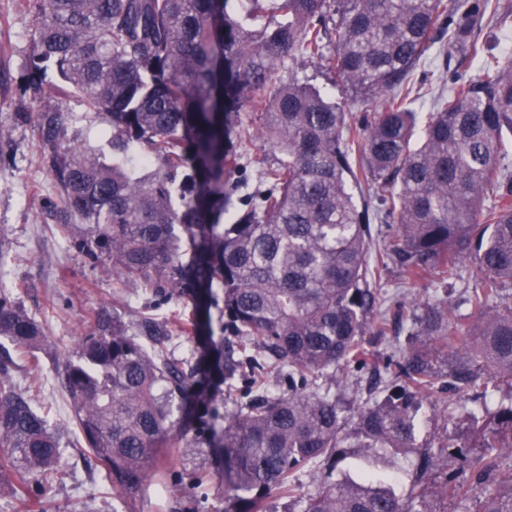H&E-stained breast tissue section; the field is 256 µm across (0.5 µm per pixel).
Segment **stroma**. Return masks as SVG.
Instances as JSON below:
<instances>
[{"label":"stroma","instance_id":"35a3bbf8","mask_svg":"<svg viewBox=\"0 0 512 512\" xmlns=\"http://www.w3.org/2000/svg\"><path fill=\"white\" fill-rule=\"evenodd\" d=\"M33 14L19 0H0V250L8 252L7 265L0 267V290L45 328L46 352L39 382H31L25 359L16 358L11 375L16 388L51 409V424L62 446L64 478L49 487L31 484L32 498L41 500L46 512H234L233 499L224 490V465L215 449L180 441L160 461L166 476L150 483L142 494L125 499L112 495V486L95 463L83 456L81 440L73 427V411L62 388V373L80 336L91 328L92 318L105 312L118 316L128 333H137L143 318L173 320L184 307L183 300L161 298L138 285L116 284L101 265L93 263L73 244L53 230L57 224L75 223L67 212L61 189L51 167L50 152L38 136L41 112L60 116L58 149L95 145L102 130L109 128L107 114L88 109L79 96L45 84L41 95L27 87L33 54ZM473 277L458 281L452 293L438 290L436 283L414 285L398 268H390L379 286L385 313L386 300L402 296L442 300L455 306L464 289L475 287ZM211 341L182 334L172 337L169 354L176 359L205 363L210 343L224 346L225 357L236 356L239 340L224 330L218 309L210 311ZM390 372L373 377L355 368L340 366L332 392L363 405L371 397L377 380H390ZM418 456H386L378 471L395 475L403 496L416 493L418 483H427L434 512H476L481 489L468 500L443 499L440 487L448 479L463 482L451 456H444L437 469L418 475Z\"/></svg>","mask_w":512,"mask_h":512}]
</instances>
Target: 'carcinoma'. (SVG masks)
Returning a JSON list of instances; mask_svg holds the SVG:
<instances>
[{
  "label": "carcinoma",
  "instance_id": "carcinoma-1",
  "mask_svg": "<svg viewBox=\"0 0 512 512\" xmlns=\"http://www.w3.org/2000/svg\"><path fill=\"white\" fill-rule=\"evenodd\" d=\"M24 0L36 18L29 89L48 75L112 119V161L89 147L51 155L66 209L80 217L63 235L117 283L191 303L178 331L201 333L213 304L241 338L237 359L214 371L244 401L209 406L211 380L171 357L175 330L148 319L128 335L99 315L78 339L62 384L84 452L105 470L112 494L134 497L162 478L159 459L190 436L224 458V485L238 512H263L273 490L300 512H430L374 473L377 459L417 447L423 403L447 392H480L462 436L448 439L472 483L440 494L464 500L485 485L478 512H512V59L484 31L512 25L507 0ZM445 84L430 110L415 107L411 80L426 60ZM307 63L336 76L364 109L354 114L299 77ZM257 125L274 163L240 146ZM38 134L54 147L57 116L40 113ZM255 168L260 187L234 179ZM380 193L395 229L372 250L371 215L351 186ZM413 284L446 287L469 271L477 285L461 308L395 301L373 320L389 263ZM411 323L406 345L384 360L396 377L357 408L319 380L339 366L378 371L364 342L373 326ZM461 337L448 347V337ZM42 371L40 322L0 295V339ZM12 359L0 356V477L51 484L63 478L50 413L18 391ZM287 370L288 395L265 377ZM357 438L359 476L296 484L310 463L333 471L338 449Z\"/></svg>",
  "mask_w": 512,
  "mask_h": 512
}]
</instances>
